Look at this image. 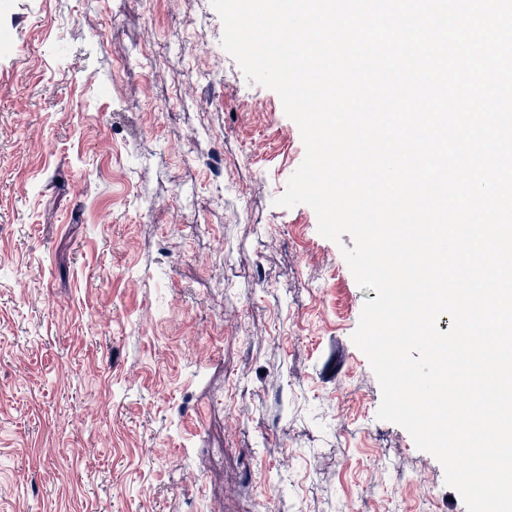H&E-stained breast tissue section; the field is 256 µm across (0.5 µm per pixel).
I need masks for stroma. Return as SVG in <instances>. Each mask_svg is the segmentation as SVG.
I'll return each mask as SVG.
<instances>
[{
  "label": "stroma",
  "instance_id": "obj_1",
  "mask_svg": "<svg viewBox=\"0 0 512 512\" xmlns=\"http://www.w3.org/2000/svg\"><path fill=\"white\" fill-rule=\"evenodd\" d=\"M210 0H0V512H467Z\"/></svg>",
  "mask_w": 512,
  "mask_h": 512
}]
</instances>
